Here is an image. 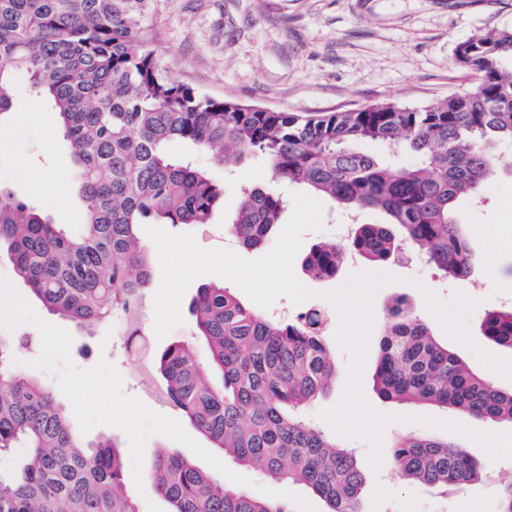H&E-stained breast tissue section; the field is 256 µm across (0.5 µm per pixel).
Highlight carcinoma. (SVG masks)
<instances>
[{
    "label": "carcinoma",
    "instance_id": "cac0c4a2",
    "mask_svg": "<svg viewBox=\"0 0 512 512\" xmlns=\"http://www.w3.org/2000/svg\"><path fill=\"white\" fill-rule=\"evenodd\" d=\"M152 2L0 0V119L11 112L16 77L28 75L72 148L84 207L83 223L71 229L0 185V246L45 308L89 334L143 309L151 259L138 226L207 224L224 198L207 171L171 155L173 142L226 167L260 156L273 181L311 189L345 212L390 218L356 225L346 245H314L304 267L315 280L336 278L350 253L385 262L406 243L443 278L470 277L478 259L455 206L512 169V30L457 46L458 61L479 77L469 97L303 116L213 98L171 78L141 39ZM362 142L415 161L386 163L359 151ZM283 209L266 186L245 187L230 231L246 248L263 247ZM189 311L216 376L201 371L193 344L176 340L153 356L161 398L236 463L308 486L326 512H364L355 456L303 418L336 379L320 311L273 321L215 284L198 288ZM387 319L375 372L382 399L512 423V389L473 372L405 299L394 300ZM481 330L512 350V309L486 312ZM16 343L0 335V461L9 462L0 467V512H138L123 491L116 439L89 442L76 432L53 392L13 365ZM392 463L404 479L444 492L491 467L421 432L394 439ZM151 475L170 512H291L283 498L224 487L171 448L157 451Z\"/></svg>",
    "mask_w": 512,
    "mask_h": 512
}]
</instances>
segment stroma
<instances>
[{"label": "stroma", "mask_w": 512, "mask_h": 512, "mask_svg": "<svg viewBox=\"0 0 512 512\" xmlns=\"http://www.w3.org/2000/svg\"><path fill=\"white\" fill-rule=\"evenodd\" d=\"M502 29H512V0H154L144 20L143 36L173 78L205 95L231 97L272 110L321 114L391 101L421 105L475 90L477 77L457 62L455 50L463 42ZM31 100L25 79H17L13 110L0 120V183L53 223H74L82 204L76 193V165L70 146L58 132L57 115L51 106L32 112L28 109ZM196 162L223 183L224 200L210 223L181 224L175 226V233L193 234L205 249L226 247L246 259L262 257V250L231 242L229 228L238 210L241 188L267 183L264 160L244 159L229 175L223 164L208 154L197 153ZM44 171L55 175L66 187V194L33 191V178ZM486 198L477 209L464 201L456 206L457 219L480 255L488 243L512 237V171H500L489 183ZM348 221L347 215L324 203L321 229L305 234L293 263L296 277L311 290V297L298 305L283 297L266 311L271 318L287 319L316 307L326 317L325 341L336 360V383L309 407L308 418L318 422L320 410L343 397L352 362L336 340L340 317L324 299V292L339 288L356 274L377 271L390 275V282L372 299V325L361 372L365 401L389 418L382 432L380 467H373L364 439L345 440L365 477L361 492L365 512H495L499 489L512 483V457L496 460L490 478L444 496L429 486L403 481L391 468L390 443L398 432L422 431L451 438L482 459L486 452L481 445L465 435L447 432L446 423L486 433L510 432L512 424L476 418L459 410L382 400L375 390L374 375L386 310L398 296L406 297L438 341L473 371L484 372L491 359L512 366V351L489 341L480 330L485 311L512 306V252L500 256L493 270L478 266L470 278L458 282L443 281L433 268H419L401 259L377 267L357 258L344 264L336 279L310 278L303 269L304 255L318 242L337 236L339 225ZM222 282L217 275L198 277L196 286L188 287L182 298V324L165 338L155 332V299L147 297L144 330L148 347L143 351L112 327H102L88 338L72 323L63 324L72 337L74 364L87 369L107 360L122 378V394L148 402L155 381L143 378L142 373L150 365L151 351L162 349L169 340L194 341L201 367L209 368L205 343L194 339L189 304L197 285ZM13 335L19 340L15 366L56 387L52 373L30 365L41 352L38 330L23 323ZM89 436L118 439L127 475L125 490L134 497L139 512H148L149 502L157 501L158 496L151 479L135 486L127 435L119 428L101 425Z\"/></svg>", "instance_id": "stroma-1"}]
</instances>
